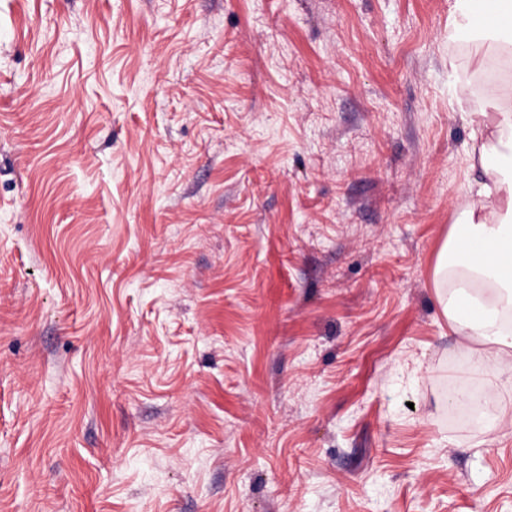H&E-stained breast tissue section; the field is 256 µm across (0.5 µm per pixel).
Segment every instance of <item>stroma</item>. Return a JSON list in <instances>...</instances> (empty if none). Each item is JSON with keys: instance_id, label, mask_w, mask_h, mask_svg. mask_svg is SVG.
<instances>
[{"instance_id": "obj_1", "label": "stroma", "mask_w": 512, "mask_h": 512, "mask_svg": "<svg viewBox=\"0 0 512 512\" xmlns=\"http://www.w3.org/2000/svg\"><path fill=\"white\" fill-rule=\"evenodd\" d=\"M448 0H0V512H512L435 268L506 87Z\"/></svg>"}]
</instances>
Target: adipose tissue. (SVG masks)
I'll list each match as a JSON object with an SVG mask.
<instances>
[{"instance_id":"obj_1","label":"adipose tissue","mask_w":512,"mask_h":512,"mask_svg":"<svg viewBox=\"0 0 512 512\" xmlns=\"http://www.w3.org/2000/svg\"><path fill=\"white\" fill-rule=\"evenodd\" d=\"M479 9L493 19L483 35L473 27ZM449 22L468 33L469 55L477 69L512 56V0H454ZM466 110L480 134L490 112H497L496 135L481 146L482 155H495L497 165L477 187L479 204L451 225L435 281L449 325L483 343L473 370L492 390L512 377V107L477 99Z\"/></svg>"}]
</instances>
